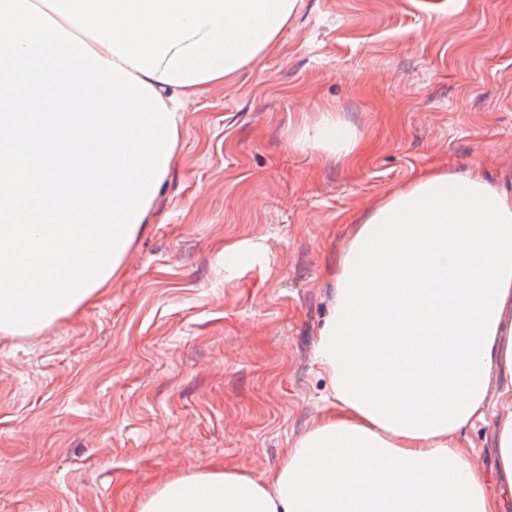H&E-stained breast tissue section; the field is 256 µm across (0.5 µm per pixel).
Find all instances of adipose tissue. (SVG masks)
I'll return each mask as SVG.
<instances>
[{
    "mask_svg": "<svg viewBox=\"0 0 512 512\" xmlns=\"http://www.w3.org/2000/svg\"><path fill=\"white\" fill-rule=\"evenodd\" d=\"M298 0H0V333L75 315L149 223L190 95L258 61ZM295 146L357 159L322 112ZM315 361L332 401L263 479L164 480L136 512H507L512 193L416 171L354 224ZM506 376L492 389L494 373ZM499 403L488 485L464 450Z\"/></svg>",
    "mask_w": 512,
    "mask_h": 512,
    "instance_id": "1",
    "label": "adipose tissue"
}]
</instances>
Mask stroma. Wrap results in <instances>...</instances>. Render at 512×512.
<instances>
[{"mask_svg": "<svg viewBox=\"0 0 512 512\" xmlns=\"http://www.w3.org/2000/svg\"><path fill=\"white\" fill-rule=\"evenodd\" d=\"M360 160L293 142L323 110ZM512 188V0H299L273 49L193 96L155 210L79 313L0 334V512H135L167 478L286 459L352 224L413 170ZM493 419L466 452L496 483Z\"/></svg>", "mask_w": 512, "mask_h": 512, "instance_id": "stroma-1", "label": "stroma"}]
</instances>
